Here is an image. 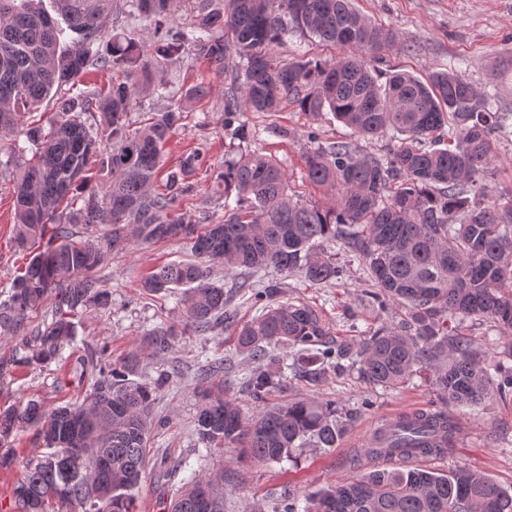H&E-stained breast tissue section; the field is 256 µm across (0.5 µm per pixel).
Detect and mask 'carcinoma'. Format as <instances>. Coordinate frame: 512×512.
Returning <instances> with one entry per match:
<instances>
[{"label":"carcinoma","mask_w":512,"mask_h":512,"mask_svg":"<svg viewBox=\"0 0 512 512\" xmlns=\"http://www.w3.org/2000/svg\"><path fill=\"white\" fill-rule=\"evenodd\" d=\"M40 2L0 0V140L23 135L31 144L17 149L12 184L15 242L31 257L0 301V335L20 340L23 353L0 358V373L65 359L76 336L73 316L112 304L97 272L132 239H186L192 253L140 284L153 293L187 289L182 331L160 327L150 337L160 364L175 336L236 321L224 288L208 281L207 263L331 284L343 269L321 248L336 241L364 266L373 303L382 311L400 305L408 319L374 329L355 349L317 354L311 346L328 335L321 312L303 302L273 303L268 290H255L260 314L237 327L236 354L255 364L247 387L263 408L244 421L217 380L198 405L196 434L205 448H236L267 463L302 448L336 447L345 431L336 403L316 396L268 403L290 378L326 376L334 358L358 357L363 376L383 387L426 368L452 407L512 399V341L494 354L491 372L470 337L443 331L451 315L491 320L512 337V195L486 202L492 138L512 135L494 96L452 68L424 83L372 69L356 54L323 63L285 62L275 53L297 33L361 52L392 42L352 0H198L183 27L173 20L177 0H52L54 16ZM114 12L137 21L151 41L131 30L107 37L103 22ZM188 48L217 76L230 77V153L216 174L224 219L216 224L206 213L194 222L180 216L201 153L155 184L161 149L186 119L182 105L170 102L137 127L128 119L137 100L158 93L164 62ZM91 67L109 74L95 90L79 83ZM64 87L49 129L35 124L34 106ZM285 99L312 115L327 109L360 136L398 134L399 144L383 160L358 157L344 143L306 154L308 179L334 191L335 203L327 210L303 204L288 194L275 159L248 150L259 131L240 120L245 112H276ZM444 131L447 147L426 146ZM96 164L106 173L103 192L88 186ZM48 305L51 320L28 325L29 314ZM285 348L299 349L303 361L288 362ZM83 372L90 384L80 403L28 399L0 410L1 470L15 465L6 448L20 431L36 429L44 447L13 487L14 512H136L146 442L165 425L154 414V389L130 379V364L113 362L105 346ZM383 441L403 463L417 452L441 455L453 446V425L443 411H421ZM61 455L71 459L67 470L54 465ZM186 468L182 460L169 473L176 492L167 512H224L221 475L180 476ZM272 512H512V490L465 467L447 474L374 468L302 500L286 492Z\"/></svg>","instance_id":"obj_1"}]
</instances>
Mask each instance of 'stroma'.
Returning a JSON list of instances; mask_svg holds the SVG:
<instances>
[{
	"instance_id": "35a3bbf8",
	"label": "stroma",
	"mask_w": 512,
	"mask_h": 512,
	"mask_svg": "<svg viewBox=\"0 0 512 512\" xmlns=\"http://www.w3.org/2000/svg\"><path fill=\"white\" fill-rule=\"evenodd\" d=\"M354 5L393 35L392 43L376 53V66L408 71L425 80L432 72L446 69L449 61L463 59L465 77L495 93L498 111L512 113V70L504 64L512 57V0H354ZM161 79V96L144 98L138 110L172 101L184 105L187 117L165 145L160 168L169 172L188 154L200 151L205 164L190 176L195 193L184 214L189 220L204 211L222 217L223 199L215 175L223 167L228 150L222 125L224 84L206 60L191 52L168 61ZM201 83L208 85V95L188 100V90ZM244 119L263 130L252 142V149L273 156L287 174L290 195L311 205H328L331 195L308 181L307 151L345 142L357 155L382 159L396 143L390 133L360 138L331 113L308 116L289 103L277 112L245 113ZM11 169L8 150L0 149L1 293L8 291L14 276L29 260L14 244ZM335 254L343 275L332 284L314 285L300 274L269 270L266 280L276 286L274 301L304 302L320 309L332 346L349 343L355 328L401 321L403 308L395 306L383 312L373 305L371 286L358 260L342 247L336 248ZM189 256L182 240L132 241L123 252L110 255L102 271L105 286L112 293L111 306L75 316L76 341L70 358L40 369L14 368L0 374V409L30 398L55 406L82 401L87 389L83 361L100 346H108L114 360L133 362L134 379L154 384L155 413L164 421L150 436L149 464L137 492V512H164L169 496L162 478L165 466L192 456L198 445L195 418L202 385L198 371L206 361L233 351V330L227 326H216L201 336L176 337L169 355L175 372L169 381H157L159 370L149 356V339L158 328L181 325L185 309L176 296L146 293L140 283L158 266ZM210 270L212 281L223 286L229 308L243 320L255 316L257 310L246 286L250 274L244 270L226 273L217 261L211 263ZM297 393L335 401L346 423L342 439L335 448H307L294 459L279 463L258 464L239 458L232 448L211 449L201 469H223L224 512H269L284 492L302 498L354 471L368 470L359 447L381 419L445 408L431 371L425 369L397 387L386 388L369 383L354 364L340 374H327L315 386L296 382L284 387L276 399L281 402ZM449 411L453 418L462 420L464 432L456 436L453 450L424 462V469L445 473L463 465L483 472L503 487H512V403L490 399L476 409L454 407Z\"/></svg>"
}]
</instances>
